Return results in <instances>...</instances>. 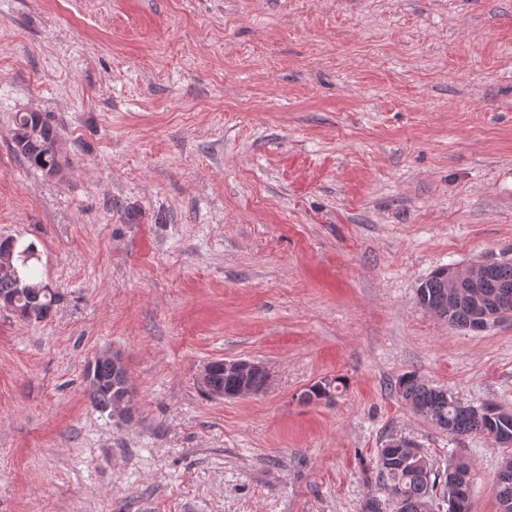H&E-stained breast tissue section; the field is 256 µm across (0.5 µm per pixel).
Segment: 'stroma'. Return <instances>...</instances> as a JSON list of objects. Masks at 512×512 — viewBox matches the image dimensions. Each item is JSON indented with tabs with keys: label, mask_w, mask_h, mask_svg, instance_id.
I'll use <instances>...</instances> for the list:
<instances>
[{
	"label": "stroma",
	"mask_w": 512,
	"mask_h": 512,
	"mask_svg": "<svg viewBox=\"0 0 512 512\" xmlns=\"http://www.w3.org/2000/svg\"><path fill=\"white\" fill-rule=\"evenodd\" d=\"M19 112L62 175L14 153ZM7 236L59 299L0 309V512H361L397 438L465 456L496 512L507 449L394 384L512 412V317L417 300L439 266L512 261V0H0ZM112 349L124 416L88 400ZM227 357L264 392L202 393ZM16 129L13 135L14 151L31 167L40 170L54 169L63 171V165L57 146V136L54 128L39 112H21L16 119ZM48 177L57 176L55 172H46ZM396 394L412 411L457 441L485 437L498 440L501 433L512 436V413L494 404L464 405L448 392L429 385L414 372L402 374L394 385Z\"/></svg>",
	"instance_id": "stroma-1"
}]
</instances>
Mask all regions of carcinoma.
<instances>
[{
  "instance_id": "carcinoma-1",
  "label": "carcinoma",
  "mask_w": 512,
  "mask_h": 512,
  "mask_svg": "<svg viewBox=\"0 0 512 512\" xmlns=\"http://www.w3.org/2000/svg\"><path fill=\"white\" fill-rule=\"evenodd\" d=\"M14 151L31 167L46 172L63 171L66 161L54 150L57 136L54 128L38 112H21L16 119L13 135ZM33 244L14 251L15 268L25 285L17 290L13 279L0 276V297L13 300L20 312L29 309L42 319L56 302L57 292L37 278L28 261L34 255ZM481 293L489 297L509 296L512 299V263L493 262L481 283ZM422 302L449 314V324L468 328L472 309L461 293H448L441 268H436L417 289ZM98 383L89 392L90 402L100 411L112 409L122 380L120 373L107 364L96 366ZM396 394L412 411L435 428L448 433L457 441L473 437L498 439L501 433L512 435V413L494 404L478 407L464 405L448 397V392L429 385L414 372L402 374L394 385ZM377 478L389 498L399 506V512H426L436 491L447 498L448 512H470L471 488L474 481L472 466L463 458L454 464L453 474L433 471L429 459L405 443L389 442L380 449L376 462ZM497 505H512V469L500 470L494 485Z\"/></svg>"
}]
</instances>
